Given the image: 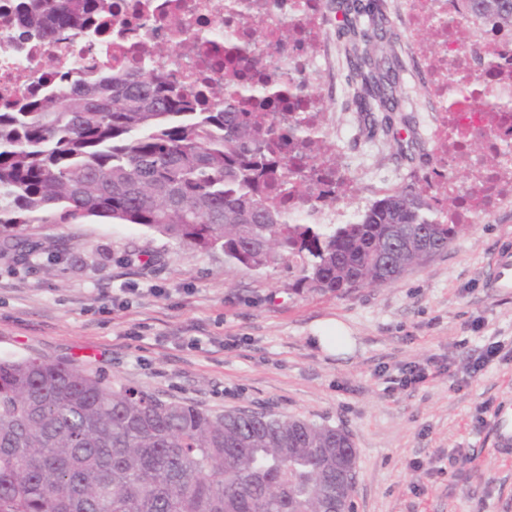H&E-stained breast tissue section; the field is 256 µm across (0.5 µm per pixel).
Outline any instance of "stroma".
<instances>
[{
    "mask_svg": "<svg viewBox=\"0 0 512 512\" xmlns=\"http://www.w3.org/2000/svg\"><path fill=\"white\" fill-rule=\"evenodd\" d=\"M341 141L345 210L358 217L389 191L353 165L398 185L439 166L412 112L389 133L369 134L352 100L326 98ZM25 256L0 253V357L78 366L165 400L214 413L249 410L346 431L356 450V512H512V456L496 453L492 422L512 412V295H492L484 271L512 208L478 223L422 267L386 287L317 293L280 266L249 272L223 253H186L136 224L89 217L32 224ZM158 294H150L149 286ZM126 299L113 307V297ZM343 324L349 351L317 342L327 320ZM497 353L473 365L489 347ZM442 373L406 390L388 379L411 362ZM438 456L445 472L417 477L409 464Z\"/></svg>",
    "mask_w": 512,
    "mask_h": 512,
    "instance_id": "1",
    "label": "stroma"
}]
</instances>
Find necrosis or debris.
I'll list each match as a JSON object with an SVG mask.
<instances>
[{"mask_svg":"<svg viewBox=\"0 0 512 512\" xmlns=\"http://www.w3.org/2000/svg\"><path fill=\"white\" fill-rule=\"evenodd\" d=\"M229 0H112L87 35L49 40L43 45L19 43L15 30L0 17V102L20 98L31 77L52 65L77 82L97 71L121 68L128 57L145 61L147 71L187 84L215 83L223 77L238 45L261 41L271 66L247 69L251 82L288 71L316 82L331 77L336 65L326 44L321 0H258V23L242 25L229 15ZM399 17L412 31H430L437 54L414 53L408 99L419 113L420 130L450 168L463 169L466 182L442 174L433 178L429 196L434 207L457 224L512 205V37L468 23L470 36L459 41L448 26L457 17L454 0H398ZM297 19L296 38L281 40L273 26L278 19ZM206 37L208 46L192 56L177 45L188 35ZM463 74L460 82L449 72ZM259 111L277 121L306 112L315 116L328 147L310 188L301 217L307 224H332L343 218L331 189L337 136L329 130L322 97L316 93L287 101L258 103Z\"/></svg>","mask_w":512,"mask_h":512,"instance_id":"necrosis-or-debris-1","label":"necrosis or debris"}]
</instances>
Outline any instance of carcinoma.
I'll return each instance as SVG.
<instances>
[{"label":"carcinoma","instance_id":"cac0c4a2","mask_svg":"<svg viewBox=\"0 0 512 512\" xmlns=\"http://www.w3.org/2000/svg\"><path fill=\"white\" fill-rule=\"evenodd\" d=\"M512 29V0H457ZM369 132L407 98L388 55L383 0H334ZM105 0H22L27 38L76 36ZM224 69L206 96L132 62L0 106V234L100 217L250 271L285 264L296 283L344 295L388 286L448 249L449 224L420 188H396L349 224H303L298 174L322 150L304 117L283 129L243 106L268 98ZM347 433L274 414H211L39 358H0V512H336L352 505Z\"/></svg>","mask_w":512,"mask_h":512}]
</instances>
